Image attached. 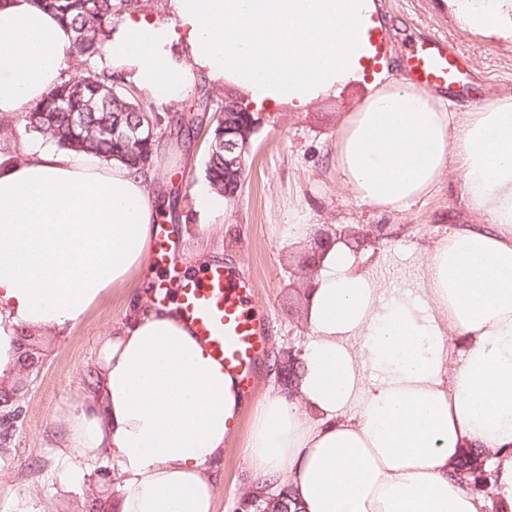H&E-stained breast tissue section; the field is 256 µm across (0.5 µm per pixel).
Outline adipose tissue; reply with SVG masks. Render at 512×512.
Returning a JSON list of instances; mask_svg holds the SVG:
<instances>
[{"mask_svg":"<svg viewBox=\"0 0 512 512\" xmlns=\"http://www.w3.org/2000/svg\"><path fill=\"white\" fill-rule=\"evenodd\" d=\"M470 30L512 35V0H448ZM173 21L133 16L100 64L153 102L198 77L255 108L302 109L354 82L332 158L342 185L382 212L462 174L480 216L423 252L422 277L386 289L337 245L315 279L310 335L291 385L245 398L174 305L129 295L98 339L88 388L53 420L54 446L86 468L110 459L115 512H214L216 463L245 409L254 492L284 487L294 512H512V96L475 112L371 73L379 0H169ZM72 32L31 0H0V115L62 84ZM151 172L89 153L0 155V398L16 396L31 334L68 331L110 289L150 270ZM471 448L496 470L497 501L456 475Z\"/></svg>","mask_w":512,"mask_h":512,"instance_id":"1","label":"adipose tissue"}]
</instances>
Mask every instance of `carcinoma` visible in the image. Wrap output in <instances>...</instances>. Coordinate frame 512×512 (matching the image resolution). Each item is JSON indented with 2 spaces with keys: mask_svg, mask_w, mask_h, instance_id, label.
I'll use <instances>...</instances> for the list:
<instances>
[{
  "mask_svg": "<svg viewBox=\"0 0 512 512\" xmlns=\"http://www.w3.org/2000/svg\"><path fill=\"white\" fill-rule=\"evenodd\" d=\"M40 8L58 17L73 31L74 57L87 60L102 57L112 24L123 12L134 8L138 0H33ZM223 100L206 85L196 87L190 111L182 120L194 123L197 112H216ZM151 108L139 101L125 83L105 70H89L75 80L63 82L51 91L35 108L16 120L24 130L33 132L57 146L75 152H88L102 158L117 157L130 168L144 170L151 164L154 149L166 134L168 123L154 129L151 136L143 135L130 141L120 134L138 123L141 113ZM205 176L210 186L224 193V137L215 126L210 133ZM458 476L481 489L493 477L488 459L481 453L468 452L461 459ZM243 507L252 512H288L281 494L246 497Z\"/></svg>",
  "mask_w": 512,
  "mask_h": 512,
  "instance_id": "1",
  "label": "carcinoma"
}]
</instances>
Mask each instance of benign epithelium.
I'll return each instance as SVG.
<instances>
[{"mask_svg": "<svg viewBox=\"0 0 512 512\" xmlns=\"http://www.w3.org/2000/svg\"><path fill=\"white\" fill-rule=\"evenodd\" d=\"M224 103V108H229ZM241 113V118L235 125L225 123V113H217L219 125L224 127V167H239L243 163V154L250 138L259 126V119L247 108L241 106L231 107ZM387 224H367L365 228L355 231L342 225L332 228L318 229L307 244L302 256L301 268L307 275V288L313 287L314 276L322 268V262L331 248L343 244L349 249L374 245L386 236Z\"/></svg>", "mask_w": 512, "mask_h": 512, "instance_id": "1", "label": "benign epithelium"}]
</instances>
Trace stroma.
Here are the masks:
<instances>
[{
	"instance_id": "obj_1",
	"label": "stroma",
	"mask_w": 512,
	"mask_h": 512,
	"mask_svg": "<svg viewBox=\"0 0 512 512\" xmlns=\"http://www.w3.org/2000/svg\"><path fill=\"white\" fill-rule=\"evenodd\" d=\"M380 5L383 58L391 73L407 75L410 50L421 41L437 39L470 60L462 85L444 92L451 110L470 112L512 95L511 40L470 31L445 0H380ZM367 93L366 84L358 82L303 109L284 104L261 111L260 126L244 154L237 197L215 213H203L198 206L200 192L209 187L204 169L213 118H206L192 135L169 137L171 154L152 159L154 177L148 191L161 206L162 222L177 231L175 255L181 268L199 264L198 250L204 243L215 258L250 277L271 315L272 352L303 350L307 340L298 267L305 242L289 239V224L300 220L316 229L326 224L399 226L400 234L349 257L352 267L391 288L416 276L427 244L471 219L455 191L461 173L454 167L443 173L430 197L399 212L379 211L342 188L330 148L341 119ZM202 224H216L220 230L207 238L198 232ZM148 286V281L131 279L88 310L65 337L34 338L39 365L17 381L23 415L11 440L0 444V512H13L15 498L24 493L39 496L47 512H88L97 476L79 473L68 487H61L66 464L50 447L52 418L81 393L96 367V338L121 321L130 290L144 292ZM250 426V413H243L224 449L215 512H237L250 489Z\"/></svg>"
}]
</instances>
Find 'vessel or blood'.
I'll return each mask as SVG.
<instances>
[{
  "instance_id": "1",
  "label": "vessel or blood",
  "mask_w": 512,
  "mask_h": 512,
  "mask_svg": "<svg viewBox=\"0 0 512 512\" xmlns=\"http://www.w3.org/2000/svg\"><path fill=\"white\" fill-rule=\"evenodd\" d=\"M415 80L425 88L453 87L469 65L461 53L449 52L438 40L420 43L407 58ZM174 229L159 225L151 244L152 260L166 272L152 290L154 303L175 300V312L205 348L213 362L230 375L240 391L251 393L266 356L271 319L250 282L224 265H212L202 276L178 269L174 262Z\"/></svg>"
}]
</instances>
